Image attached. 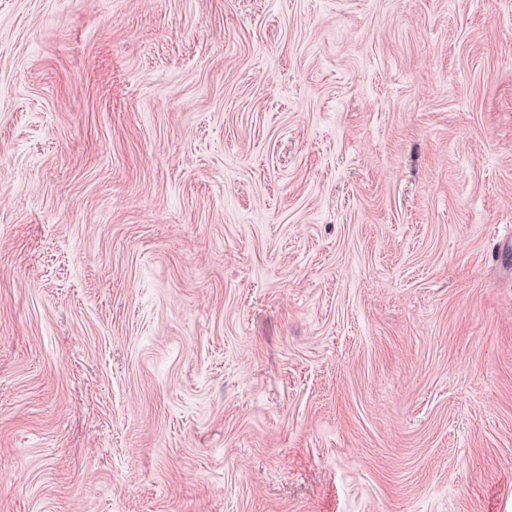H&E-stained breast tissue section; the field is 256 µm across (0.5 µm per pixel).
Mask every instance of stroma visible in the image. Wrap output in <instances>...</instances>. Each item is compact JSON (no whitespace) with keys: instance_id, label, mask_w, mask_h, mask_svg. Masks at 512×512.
<instances>
[{"instance_id":"1","label":"stroma","mask_w":512,"mask_h":512,"mask_svg":"<svg viewBox=\"0 0 512 512\" xmlns=\"http://www.w3.org/2000/svg\"><path fill=\"white\" fill-rule=\"evenodd\" d=\"M512 0H0V512H512Z\"/></svg>"}]
</instances>
